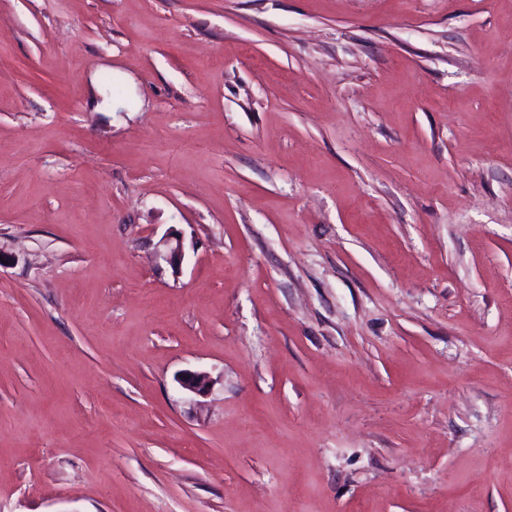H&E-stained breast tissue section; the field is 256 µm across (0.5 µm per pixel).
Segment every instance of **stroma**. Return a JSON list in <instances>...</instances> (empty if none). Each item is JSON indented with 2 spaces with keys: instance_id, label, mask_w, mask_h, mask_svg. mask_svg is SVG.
Masks as SVG:
<instances>
[{
  "instance_id": "35a3bbf8",
  "label": "stroma",
  "mask_w": 512,
  "mask_h": 512,
  "mask_svg": "<svg viewBox=\"0 0 512 512\" xmlns=\"http://www.w3.org/2000/svg\"><path fill=\"white\" fill-rule=\"evenodd\" d=\"M0 512H512V0H0ZM181 388L190 396H204L213 384L206 372L188 371L179 379Z\"/></svg>"
}]
</instances>
